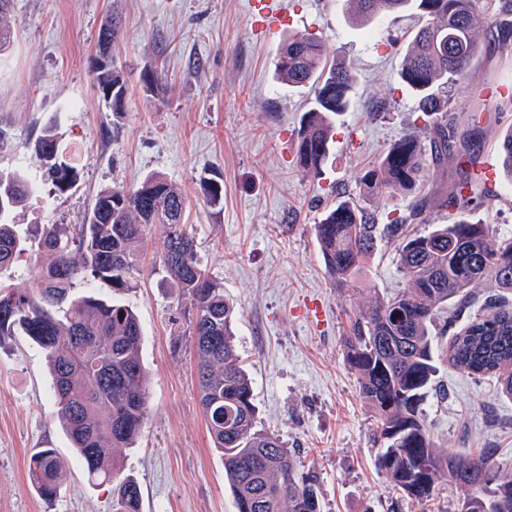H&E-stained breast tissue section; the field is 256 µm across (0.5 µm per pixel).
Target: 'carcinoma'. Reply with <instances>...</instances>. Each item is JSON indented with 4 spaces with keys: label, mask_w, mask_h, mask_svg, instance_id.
Instances as JSON below:
<instances>
[{
    "label": "carcinoma",
    "mask_w": 512,
    "mask_h": 512,
    "mask_svg": "<svg viewBox=\"0 0 512 512\" xmlns=\"http://www.w3.org/2000/svg\"><path fill=\"white\" fill-rule=\"evenodd\" d=\"M406 9L417 11L421 25L400 71V79L418 99L423 124L413 121L373 165L357 176L365 196L401 192L417 197L426 150L421 135L432 132L436 161L448 158L456 141H468L484 130V109L469 113L466 128L443 109L434 88L446 78H465L479 53L474 21L492 18L490 33L498 44H512V0H345L352 22L367 26ZM15 23L10 0H0V54L13 44ZM119 38L112 18L101 26L92 65L95 84L111 97L112 123L126 114L127 83L111 57ZM277 74L290 87L310 86L313 102L304 113L297 163L319 174L329 156L333 117L347 110L355 84L352 68L328 59L313 34L294 35L282 45ZM44 175L55 192L66 194L81 180L69 152L60 149L48 130L33 143ZM499 164L512 182V130L498 144ZM475 152L457 156L458 179L439 205L455 217L430 231L407 234L406 224L422 213H410L379 226L348 202L329 210L315 225L321 256L329 275L342 287L359 289L379 237L396 242L405 288L378 297L351 322L345 360L358 379L360 396L378 422L383 448L377 467L397 490L417 485L408 497L429 500L446 480L468 489L466 498L478 512H512V473L486 451L465 456L439 452L422 416L421 403L432 389L441 360L433 319L439 306L461 301L474 285L492 280L512 292V234L500 235L488 224L473 223L469 213L488 200L474 177ZM34 187L18 173L0 172V277L18 261L37 255L40 288L33 293L0 284V338L20 332L49 359L58 417L83 472L92 481L114 484L124 512H138V483L121 476L118 452L135 443L148 416L147 374L141 360L142 329L121 294L143 275L138 247L143 227L163 229L159 265L181 290L184 312L197 353L199 396L214 448L220 453L237 512H320L317 481L299 473V462L279 436L257 425L251 381L240 365L233 341L235 309L224 296V282L206 273L196 256V242L183 224L185 198L179 187L154 175L135 187L114 186L97 197L76 232L63 224H42L25 233L13 214ZM206 203L224 204V185L201 183ZM103 281L115 298L76 296L74 288ZM448 366L479 379H496L499 395L512 398V306L492 301L457 331L448 346ZM29 483L46 500L59 494L68 473L54 448H42L29 461Z\"/></svg>",
    "instance_id": "1"
}]
</instances>
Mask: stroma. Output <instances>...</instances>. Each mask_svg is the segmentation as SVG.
I'll return each instance as SVG.
<instances>
[{"mask_svg":"<svg viewBox=\"0 0 512 512\" xmlns=\"http://www.w3.org/2000/svg\"><path fill=\"white\" fill-rule=\"evenodd\" d=\"M271 7L287 11L288 22L268 37L247 0H12L16 36L0 56V170L22 173L36 189L15 222L23 232L36 224L72 229L102 190L165 176L189 203L187 229L200 265L223 280L238 312L234 344L258 424L315 472L321 512H457L463 487L441 482L430 501L419 502L377 469V423L344 357L355 314L371 296L405 286L394 243L380 242L365 289L349 290L328 275L314 229L342 200L379 225L408 212L410 197L364 196L357 177L416 116L417 99L399 72L418 19L409 9L361 29L339 0H271ZM110 14L120 23L114 59L128 84L118 129L91 72L98 30ZM307 32L357 76L319 176L296 161L301 118L314 94L288 87L275 67L282 41ZM149 68L167 75L154 97L141 86ZM486 83L512 86V46L484 47L465 80L449 81V112L465 119ZM49 129L81 169L78 188L66 195L45 183L30 147ZM212 177L224 181L219 208L200 190ZM456 178L455 159L426 163L415 230L447 223L437 200ZM470 218L512 233V185L500 184ZM143 238L145 274L125 298L143 331L149 412L134 447L122 451V473L139 483V512H236L199 401L184 303L155 269L160 227L146 225ZM50 386L42 349L20 334L0 339V512H118L111 485L89 483L75 463ZM421 409L442 452L488 448L500 466L512 467V400L498 395L495 378L441 367ZM43 448L70 463L52 500L39 497L27 478L31 456Z\"/></svg>","mask_w":512,"mask_h":512,"instance_id":"35a3bbf8","label":"stroma"}]
</instances>
